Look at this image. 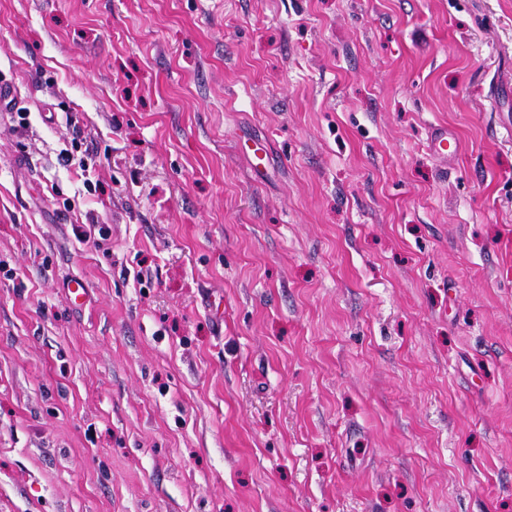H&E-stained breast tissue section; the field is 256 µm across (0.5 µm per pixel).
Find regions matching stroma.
<instances>
[{
  "mask_svg": "<svg viewBox=\"0 0 512 512\" xmlns=\"http://www.w3.org/2000/svg\"><path fill=\"white\" fill-rule=\"evenodd\" d=\"M0 83V512H512V0H0Z\"/></svg>",
  "mask_w": 512,
  "mask_h": 512,
  "instance_id": "1",
  "label": "stroma"
}]
</instances>
